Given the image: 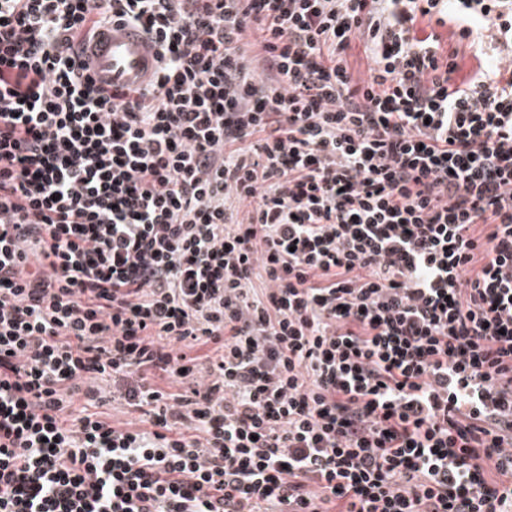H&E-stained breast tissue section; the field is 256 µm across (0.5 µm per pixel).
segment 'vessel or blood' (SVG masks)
Returning <instances> with one entry per match:
<instances>
[{"label":"vessel or blood","instance_id":"b4317fda","mask_svg":"<svg viewBox=\"0 0 512 512\" xmlns=\"http://www.w3.org/2000/svg\"><path fill=\"white\" fill-rule=\"evenodd\" d=\"M90 74L112 85H146L158 59L154 44L135 26L115 24L87 51Z\"/></svg>","mask_w":512,"mask_h":512}]
</instances>
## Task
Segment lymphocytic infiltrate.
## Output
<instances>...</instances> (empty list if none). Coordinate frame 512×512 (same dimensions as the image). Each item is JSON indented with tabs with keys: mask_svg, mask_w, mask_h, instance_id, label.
<instances>
[{
	"mask_svg": "<svg viewBox=\"0 0 512 512\" xmlns=\"http://www.w3.org/2000/svg\"><path fill=\"white\" fill-rule=\"evenodd\" d=\"M0 512H512V0H0ZM90 74L113 85L145 86L158 66L156 48L135 26L113 24L87 51Z\"/></svg>",
	"mask_w": 512,
	"mask_h": 512,
	"instance_id": "1",
	"label": "lymphocytic infiltrate"
}]
</instances>
